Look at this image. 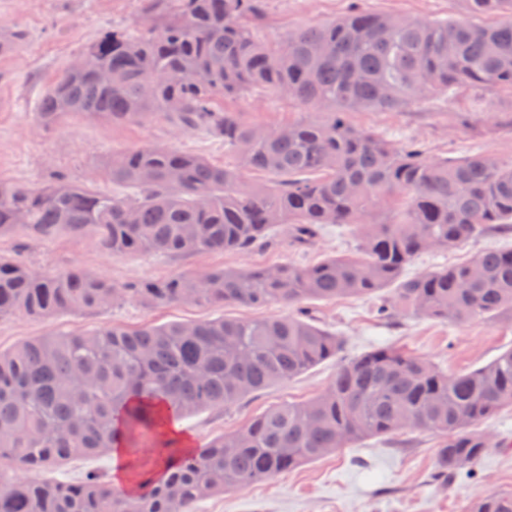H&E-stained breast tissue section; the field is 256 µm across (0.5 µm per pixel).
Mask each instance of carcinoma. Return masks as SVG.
Instances as JSON below:
<instances>
[{"instance_id": "cac0c4a2", "label": "carcinoma", "mask_w": 512, "mask_h": 512, "mask_svg": "<svg viewBox=\"0 0 512 512\" xmlns=\"http://www.w3.org/2000/svg\"><path fill=\"white\" fill-rule=\"evenodd\" d=\"M135 31L88 45L85 67H66L37 112L45 127L73 114L116 122L165 117L224 142L222 165L169 145L116 152L104 178L126 195L58 178L40 187L0 183V237L90 235L106 255L250 254L285 229L297 242L325 224H354L355 256L217 269L118 285L97 272L37 271L0 259V317H50L136 301L292 308L372 296L378 312L457 324L512 322V248L403 276L418 256L512 231V164L476 154L458 161L398 147L346 120L393 111L466 84L512 89V0H468L451 20L358 10L291 38L265 42L254 23L265 0H145ZM261 91L322 118L265 128L217 111L213 98ZM260 171L267 183H250ZM386 205L391 220H370ZM344 340L308 316L218 318L128 329L104 325L0 351V512H194L200 500L284 474L370 437L423 431L439 439L437 479L473 471L492 445L479 425L512 408V347L479 368L448 374L389 347L342 358ZM331 359V384L284 403L184 453L164 441L162 415L222 410ZM147 446L170 458L138 492L103 474L41 476L50 465ZM471 512H512V493L488 492Z\"/></svg>"}]
</instances>
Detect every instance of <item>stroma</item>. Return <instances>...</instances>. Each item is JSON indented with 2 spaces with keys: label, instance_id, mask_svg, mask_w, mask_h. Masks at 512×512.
I'll use <instances>...</instances> for the list:
<instances>
[{
  "label": "stroma",
  "instance_id": "35a3bbf8",
  "mask_svg": "<svg viewBox=\"0 0 512 512\" xmlns=\"http://www.w3.org/2000/svg\"><path fill=\"white\" fill-rule=\"evenodd\" d=\"M143 0H0V183L42 186L61 175L76 185L104 187L103 166L113 152L145 145H172L220 164L223 143L197 132H178L164 118L114 123L74 115L53 127L41 126L36 113L45 88L83 49L114 29L133 31ZM362 9L423 18L457 19L468 13L467 0H363ZM351 0H266L259 34L267 41L289 28L316 25L346 16ZM213 105L239 114L249 124L276 128L315 118L314 110L285 98L252 93L216 97ZM349 122L397 146L425 156L459 159L474 153L512 163V91L497 85L462 86L454 92L418 99L397 111L352 112ZM358 232L350 224L326 225L310 243H292L279 234L273 247L252 253L200 252L159 257L130 254L112 258L89 237L67 234L53 239L0 238V257L57 272L79 267L103 273L116 284L161 280L177 273L238 269L292 263L316 264L330 255L355 253ZM512 247V234L491 233L447 251L420 256L405 270L412 277L459 264L487 248ZM378 297L311 300L302 308L320 325L345 340L344 357L389 346L425 357L448 373L469 371L512 347V324L478 320L465 325L402 314L383 318ZM275 304L243 307L211 305L147 306L130 301L95 312L61 313L48 318H0V349L38 337L89 331L103 325L137 329L221 316L262 319L281 314ZM335 361L311 368L284 385L250 395L221 411L184 417L180 429L201 448L214 436L241 428L252 417L288 402H304L333 380ZM495 448L474 473H460L450 484L436 473L438 440L404 432L368 438L285 474L199 501L194 512H467L490 491L512 493V409L483 422Z\"/></svg>",
  "mask_w": 512,
  "mask_h": 512
}]
</instances>
